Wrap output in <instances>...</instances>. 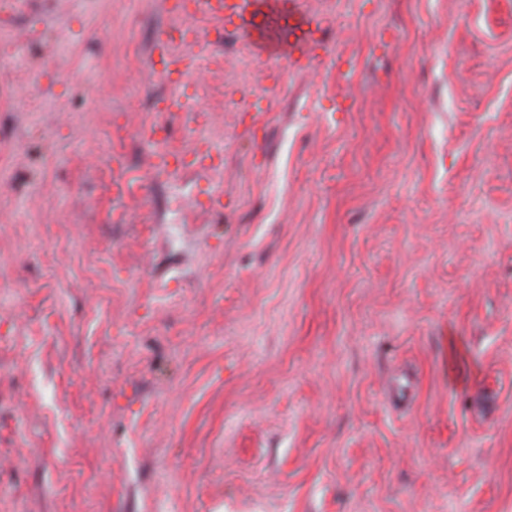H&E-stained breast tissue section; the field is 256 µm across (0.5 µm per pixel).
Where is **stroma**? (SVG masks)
I'll return each mask as SVG.
<instances>
[{
  "label": "stroma",
  "mask_w": 512,
  "mask_h": 512,
  "mask_svg": "<svg viewBox=\"0 0 512 512\" xmlns=\"http://www.w3.org/2000/svg\"><path fill=\"white\" fill-rule=\"evenodd\" d=\"M304 4L0 0V512H512V0ZM194 16L231 27L269 68L308 60L322 32L321 19L302 0H194ZM181 34L178 40L172 39L171 50L180 56L187 55L192 63L196 62L199 54L203 52V45L195 37L194 30L190 27L177 29Z\"/></svg>",
  "instance_id": "stroma-1"
}]
</instances>
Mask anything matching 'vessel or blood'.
<instances>
[{
	"instance_id": "1",
	"label": "vessel or blood",
	"mask_w": 512,
	"mask_h": 512,
	"mask_svg": "<svg viewBox=\"0 0 512 512\" xmlns=\"http://www.w3.org/2000/svg\"><path fill=\"white\" fill-rule=\"evenodd\" d=\"M191 11L230 28L272 69L308 60L320 42L322 21L303 0H193Z\"/></svg>"
}]
</instances>
